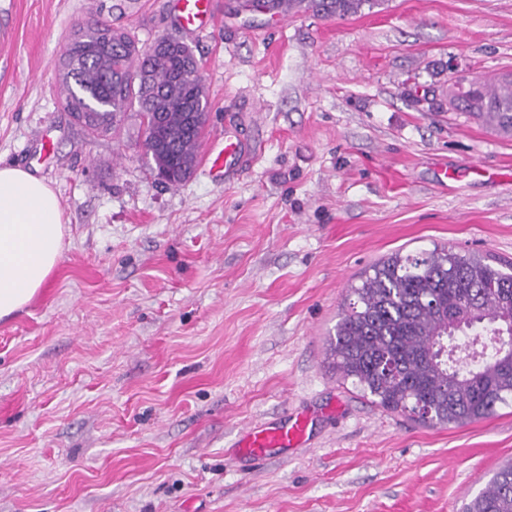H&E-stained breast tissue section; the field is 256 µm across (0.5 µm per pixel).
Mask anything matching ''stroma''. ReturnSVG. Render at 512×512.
I'll use <instances>...</instances> for the list:
<instances>
[{
    "mask_svg": "<svg viewBox=\"0 0 512 512\" xmlns=\"http://www.w3.org/2000/svg\"><path fill=\"white\" fill-rule=\"evenodd\" d=\"M214 2L190 34L172 0H0V157L67 221L48 286L0 321V512H460L512 462V403L464 426L384 411L327 338L392 254L512 268V136L448 107L451 73L512 72V0ZM79 21L189 45L207 139L243 147L226 177L158 180L134 112L86 137L57 76ZM298 415L302 446L239 449ZM309 6L328 14L345 16L358 12L361 6L367 2L375 4L373 0H310Z\"/></svg>",
    "mask_w": 512,
    "mask_h": 512,
    "instance_id": "obj_1",
    "label": "stroma"
}]
</instances>
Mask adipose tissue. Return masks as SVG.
I'll list each match as a JSON object with an SVG mask.
<instances>
[{
	"instance_id": "1",
	"label": "adipose tissue",
	"mask_w": 512,
	"mask_h": 512,
	"mask_svg": "<svg viewBox=\"0 0 512 512\" xmlns=\"http://www.w3.org/2000/svg\"><path fill=\"white\" fill-rule=\"evenodd\" d=\"M65 231L55 191L0 161V319L24 310L46 287L62 257Z\"/></svg>"
}]
</instances>
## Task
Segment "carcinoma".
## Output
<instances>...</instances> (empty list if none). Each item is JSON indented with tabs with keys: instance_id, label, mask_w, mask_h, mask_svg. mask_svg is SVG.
Wrapping results in <instances>:
<instances>
[{
	"instance_id": "cac0c4a2",
	"label": "carcinoma",
	"mask_w": 512,
	"mask_h": 512,
	"mask_svg": "<svg viewBox=\"0 0 512 512\" xmlns=\"http://www.w3.org/2000/svg\"><path fill=\"white\" fill-rule=\"evenodd\" d=\"M373 0H310L328 14L358 12ZM60 64L63 103L83 116L96 137L116 131L126 112H139L153 146L146 154L163 182L178 186L196 167L203 129L190 131L184 112H207L200 67L192 49L151 53L129 33L98 21L75 25ZM192 70L186 81L181 75ZM450 107L512 135V74L478 78L476 88L448 93ZM329 337L332 367L381 407L428 424L465 425L494 415L512 400V337L437 358V337L472 323L483 332L512 321V273L484 258L435 248L396 253L373 267ZM494 353L486 356L487 347ZM464 512H512V464L500 468Z\"/></svg>"
}]
</instances>
